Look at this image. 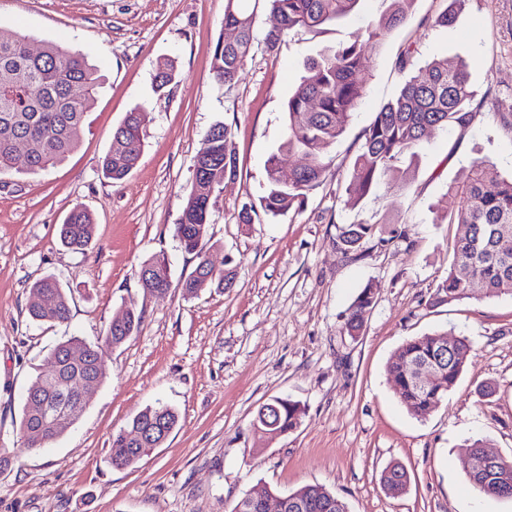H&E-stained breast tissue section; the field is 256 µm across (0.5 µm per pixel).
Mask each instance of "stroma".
Returning <instances> with one entry per match:
<instances>
[{
  "label": "stroma",
  "mask_w": 512,
  "mask_h": 512,
  "mask_svg": "<svg viewBox=\"0 0 512 512\" xmlns=\"http://www.w3.org/2000/svg\"><path fill=\"white\" fill-rule=\"evenodd\" d=\"M249 6L256 44L227 87L212 74L224 0H0L1 28L29 34L35 49L53 42L82 53L104 79L65 162L36 173L18 163L0 174V446L15 457L0 471V512H233L253 488L281 496L307 484L336 494L350 512H512V501L479 493L462 465L474 439L512 461V295L432 302L459 234L439 221L454 206L449 186L480 157L512 172V0H460L446 28L420 23L442 0H415L410 21L378 43L367 27L382 0H360L325 33L292 32L272 50L263 38L275 16L265 0ZM355 39L367 44L366 95L330 149L322 182L300 210L240 223L243 205L265 193V162L282 141L284 104L306 57ZM411 41L420 60L442 52L465 59L483 105L467 129L431 133L409 191L383 184L350 203L362 132L403 83L395 60ZM163 58L176 60L178 76L159 95L153 76ZM136 107L147 114L143 155L114 184L101 162ZM218 121L232 129L237 176L212 196L195 256L173 230L195 157ZM78 205L96 224L81 253L59 241ZM360 223L399 236L386 248L341 253V228ZM159 253L173 279L204 257L232 270V284L192 297L176 287L148 294L138 271ZM45 276L70 290L67 322L27 319L30 286ZM369 284L376 303L349 336V306ZM127 308L143 315L138 331L103 345L104 328ZM433 331L468 338L471 350L447 398L419 419L399 403L386 365L404 341ZM72 336L99 349L108 376L53 447L24 448V394L51 349ZM276 397L298 401L305 414L270 439L251 423ZM158 402L178 411V426L134 467H112V434ZM393 463L409 475L399 494L380 483Z\"/></svg>",
  "instance_id": "stroma-1"
}]
</instances>
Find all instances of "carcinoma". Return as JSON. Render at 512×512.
I'll list each match as a JSON object with an SVG mask.
<instances>
[{
    "instance_id": "1",
    "label": "carcinoma",
    "mask_w": 512,
    "mask_h": 512,
    "mask_svg": "<svg viewBox=\"0 0 512 512\" xmlns=\"http://www.w3.org/2000/svg\"><path fill=\"white\" fill-rule=\"evenodd\" d=\"M278 26L264 37L267 48L273 49L282 37L296 29L319 31L335 25L352 13L360 0H266ZM386 10L369 25L370 38L381 40L405 25L411 17L414 0H385ZM454 7L449 5L433 18L421 24L446 27L455 20ZM224 29L232 39H218L213 50V76L220 85L235 83L254 45V15L244 0H225ZM29 37L18 31L0 28V172L13 167L16 147L23 142L31 157L28 170L37 172L53 167L78 146L84 118L94 104L102 78L80 54L56 44L46 43L42 52L32 57L27 52ZM418 49L408 44L395 61L402 73L418 70L406 79L396 96L387 102L374 121L363 131L360 150L352 165L347 194L359 200L382 181L403 188L408 185V170L399 164H416L424 140L434 130L450 127L464 130L472 123L478 107L474 106V91L470 83L467 62L445 53L419 64ZM364 64L362 42L340 43L321 49L304 63V73L285 105V132L277 151L267 158L265 171L268 183L260 199L265 215L277 217L303 207L307 192L316 187L328 167V149L345 133L352 116L366 91L360 78ZM177 77L175 61L161 59L154 82L161 92ZM78 84L84 95L74 98L72 85ZM140 108L126 113L115 129L112 148L104 157L101 171L114 183L124 181L138 165L144 148V123L138 119ZM231 129L219 121L207 131L201 152L195 157L191 188L174 237L187 253L200 255V246L209 224L208 193L224 187L236 177V158L230 148ZM297 153L301 163L284 168L282 156ZM457 200L455 209L446 214L450 224H457L461 233L455 241L453 258L445 277L438 283L435 298L440 302L469 299L480 294L494 297L512 293V252L503 250L512 242V177H504L497 163L482 157L474 160L465 180L448 187ZM94 233L93 216L86 208L74 207L60 227L61 243L76 252H83ZM374 241L385 247L394 241L376 224H349L342 228L336 246L344 253L360 249ZM146 275L147 286L158 290L171 286V273L163 254L153 256L140 269ZM224 287V272H214L198 262L194 271L180 283L188 295L204 288ZM32 295L48 294L50 307L29 303L28 316L37 323L64 322L70 316L66 289L51 276L41 278L31 286ZM374 305V290L368 286L351 305L345 329L351 336L359 333L366 314ZM142 321V314L126 310L122 319L112 317L104 341L120 345L132 336ZM446 332L426 333L404 342L392 355L387 375L394 381L396 396L405 409L417 418L433 412L456 385L465 367L470 343L464 337L454 339L447 352L439 353ZM80 349L83 365L73 368L68 383L57 380L54 366L41 381L51 394L61 386L73 395L86 378L100 385L107 378L98 351L77 337L55 346L50 361L62 353ZM430 365L436 377L425 390L415 384L419 366ZM161 416L168 429L179 421L177 412L163 404L151 406L129 422L134 427L149 418ZM304 408L288 398L276 397L260 407L253 421L254 429L267 435L284 434L300 423ZM82 416L74 413L51 423L42 418L38 407L24 402L19 438L26 448H47ZM159 447L153 440L144 445L126 439V431L112 436L109 462L116 468L135 465L151 449ZM465 473L480 493L498 499L512 500V487L498 483L496 474H480L474 469ZM383 485H405L406 472L400 465L387 467L382 474ZM328 490L319 485H305L294 491L298 505L291 512H337L323 507Z\"/></svg>"
}]
</instances>
